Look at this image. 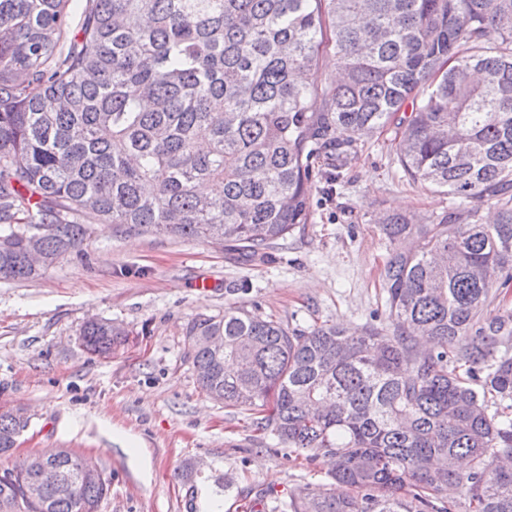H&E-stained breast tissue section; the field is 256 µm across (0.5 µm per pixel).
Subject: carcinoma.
Returning a JSON list of instances; mask_svg holds the SVG:
<instances>
[{
	"label": "carcinoma",
	"instance_id": "obj_1",
	"mask_svg": "<svg viewBox=\"0 0 512 512\" xmlns=\"http://www.w3.org/2000/svg\"><path fill=\"white\" fill-rule=\"evenodd\" d=\"M393 125L404 175L461 207L382 221L388 328L290 331L228 305L188 324V354L208 396L333 459L279 512H512V312L487 315L512 269V0H0V278L38 277L31 243L50 266L93 224L255 260L309 223L315 155L331 186ZM124 335L81 331L95 354ZM16 433L0 410V457ZM36 457L68 495L19 509L32 474L11 473L0 512H97L109 480L70 450ZM317 76L322 84H336L338 67L336 54L331 46H323L318 56Z\"/></svg>",
	"mask_w": 512,
	"mask_h": 512
}]
</instances>
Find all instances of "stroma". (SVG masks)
Masks as SVG:
<instances>
[{
    "label": "stroma",
    "mask_w": 512,
    "mask_h": 512,
    "mask_svg": "<svg viewBox=\"0 0 512 512\" xmlns=\"http://www.w3.org/2000/svg\"><path fill=\"white\" fill-rule=\"evenodd\" d=\"M392 132L359 143L334 190L309 183L311 217L265 256L240 261L207 242L94 225L78 252L41 277L0 279V407L31 414L12 457L65 448L110 481L98 512H206L223 486V512H272L307 486L328 483L324 458L306 461L249 412L213 401L185 349L187 324L233 304L291 329L338 325L352 334L383 327L380 270L390 244L379 219L422 224L458 204L404 176ZM209 290H199L201 281ZM112 322L127 342L89 354L80 331ZM201 463L194 483L186 463Z\"/></svg>",
    "instance_id": "stroma-1"
}]
</instances>
